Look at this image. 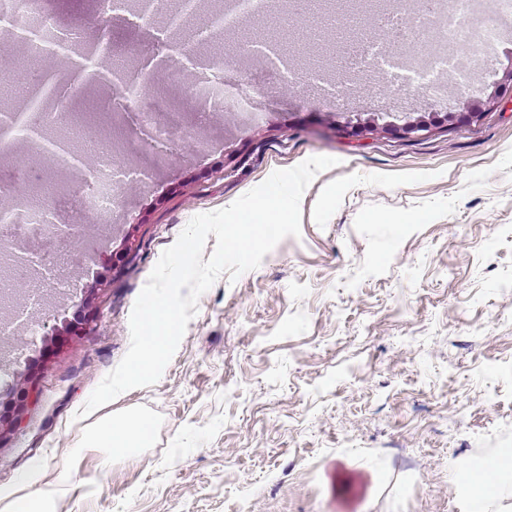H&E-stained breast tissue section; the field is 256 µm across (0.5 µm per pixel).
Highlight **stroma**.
Wrapping results in <instances>:
<instances>
[{"label": "stroma", "instance_id": "stroma-1", "mask_svg": "<svg viewBox=\"0 0 512 512\" xmlns=\"http://www.w3.org/2000/svg\"><path fill=\"white\" fill-rule=\"evenodd\" d=\"M42 11L72 36L44 57L62 89L50 112L95 103L134 156L102 215L107 231L88 209L49 202L105 239L91 264L58 261L69 290L37 307L23 288L0 299V323L13 326L0 342V413L38 378L18 424L0 431V488L38 461L46 482L66 476L56 512H468L454 466L512 449V86L502 79L512 41L483 46L493 65L465 90L442 75L423 93L426 76L402 71L413 90L391 91L371 71L332 99L306 86L317 74L338 82L348 18L310 19L319 49L293 58L285 84L242 51L268 29H292L273 9L224 34L210 27V0L180 31L163 6L114 18L99 0H42ZM103 40L135 48L128 76L172 70L163 92L198 125V144L159 143L133 120L113 67L77 83L85 51ZM214 86L222 102L207 97ZM473 106L478 122L449 125ZM419 119L429 132H390ZM313 156L337 164L304 191L299 236L200 297L156 383L77 419L126 354L134 303L189 220ZM106 160L86 154L74 169L25 141L0 156V173L51 170L76 183ZM79 297L95 320L45 355ZM130 415L150 420L148 447L114 458L89 442L99 423Z\"/></svg>", "mask_w": 512, "mask_h": 512}]
</instances>
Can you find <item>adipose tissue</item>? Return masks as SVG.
I'll return each instance as SVG.
<instances>
[{
	"label": "adipose tissue",
	"mask_w": 512,
	"mask_h": 512,
	"mask_svg": "<svg viewBox=\"0 0 512 512\" xmlns=\"http://www.w3.org/2000/svg\"><path fill=\"white\" fill-rule=\"evenodd\" d=\"M92 440L120 456L151 441L149 425L143 418H132L122 423H108L97 428ZM457 482L469 493L471 512H512V479L505 478L494 464L477 461L456 470ZM29 487L27 496H16L14 491H0V512H52L55 491L44 488L43 469L34 465L19 479Z\"/></svg>",
	"instance_id": "adipose-tissue-1"
}]
</instances>
